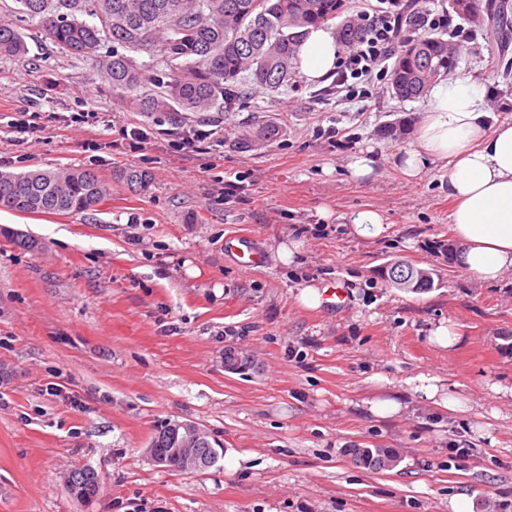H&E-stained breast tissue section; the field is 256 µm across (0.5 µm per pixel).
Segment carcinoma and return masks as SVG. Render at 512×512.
<instances>
[{"mask_svg": "<svg viewBox=\"0 0 512 512\" xmlns=\"http://www.w3.org/2000/svg\"><path fill=\"white\" fill-rule=\"evenodd\" d=\"M14 16L37 21L45 39L75 60L98 56L112 43L104 69L112 92L144 112H211L241 95L240 82L277 92L296 81L302 29L339 18L335 34L346 46L356 41L358 27L344 17L347 0H13ZM28 50L14 22H0V55L20 57ZM448 41L418 36L401 43L391 70L390 88L401 100L416 99L455 68ZM146 54L164 78L146 90ZM132 190L144 189L149 175L128 169L121 174ZM112 187L90 169L0 171V208L23 213L93 211ZM180 421L156 431L149 447L158 456L181 446ZM198 448L202 469L212 466L206 431ZM359 465L389 469L398 461L390 448H351Z\"/></svg>", "mask_w": 512, "mask_h": 512, "instance_id": "1", "label": "carcinoma"}]
</instances>
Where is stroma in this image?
I'll use <instances>...</instances> for the list:
<instances>
[{
  "label": "stroma",
  "instance_id": "35a3bbf8",
  "mask_svg": "<svg viewBox=\"0 0 512 512\" xmlns=\"http://www.w3.org/2000/svg\"><path fill=\"white\" fill-rule=\"evenodd\" d=\"M496 33L477 28L452 78L487 87L489 111L512 110V0ZM25 57L0 55V170L88 168L112 186L98 210L3 214L0 234V512H512V272L486 284L449 264L447 167L408 180L394 164L426 97L399 100L389 79L366 97L298 76L288 90H247L231 108L191 115L212 135L180 148L164 114L113 94L101 66L72 60L24 23ZM56 112L18 144L14 113ZM100 113L98 123L68 116ZM152 132L130 152L120 127ZM279 136L255 147L259 122ZM373 172L352 176L358 157ZM147 171L144 190L120 173ZM238 183L226 193L225 181ZM382 212L360 237L342 215ZM245 238L263 257L245 269L224 250ZM298 244L295 264L277 257ZM401 259L432 270L411 292L380 271ZM320 287L318 308L297 299ZM447 327L452 345L434 333ZM243 360L224 366L225 350ZM432 378L435 396L420 390ZM375 400L400 402L389 417ZM456 408H447V401ZM191 421L219 445L201 472L159 468L146 450L166 421ZM468 447L455 459L453 445ZM394 449L389 470L349 448ZM94 470L100 493L70 495L64 477Z\"/></svg>",
  "mask_w": 512,
  "mask_h": 512
}]
</instances>
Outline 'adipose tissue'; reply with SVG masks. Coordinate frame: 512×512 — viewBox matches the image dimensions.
<instances>
[{
	"mask_svg": "<svg viewBox=\"0 0 512 512\" xmlns=\"http://www.w3.org/2000/svg\"><path fill=\"white\" fill-rule=\"evenodd\" d=\"M338 56L325 26L309 30L298 48L301 70L311 82L325 80ZM486 97L485 85L467 78L434 83L418 145L398 154L395 164L409 178L427 164H446V192L454 203L449 221L461 247L460 265L492 283L512 271V119L493 120Z\"/></svg>",
	"mask_w": 512,
	"mask_h": 512,
	"instance_id": "adipose-tissue-1",
	"label": "adipose tissue"
}]
</instances>
